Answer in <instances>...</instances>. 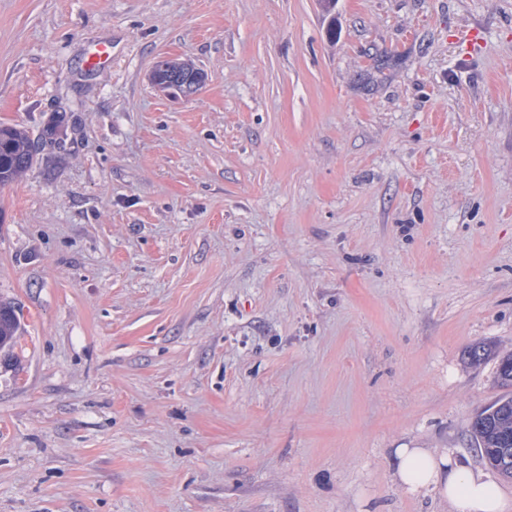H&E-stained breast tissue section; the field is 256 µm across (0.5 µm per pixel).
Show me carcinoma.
<instances>
[{
    "label": "carcinoma",
    "mask_w": 512,
    "mask_h": 512,
    "mask_svg": "<svg viewBox=\"0 0 512 512\" xmlns=\"http://www.w3.org/2000/svg\"><path fill=\"white\" fill-rule=\"evenodd\" d=\"M32 142L26 130L0 124V184L8 183L33 163ZM21 327L17 307L0 301V350L10 352ZM497 376L504 386H512V354L499 358ZM481 458L501 476L512 478V396L502 397L478 413L471 424Z\"/></svg>",
    "instance_id": "1"
}]
</instances>
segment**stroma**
Instances as JSON below:
<instances>
[{"instance_id": "stroma-1", "label": "stroma", "mask_w": 512, "mask_h": 512, "mask_svg": "<svg viewBox=\"0 0 512 512\" xmlns=\"http://www.w3.org/2000/svg\"><path fill=\"white\" fill-rule=\"evenodd\" d=\"M0 123V512H448L392 456L506 393L512 0H0ZM175 63H178L176 59L160 61L150 74L152 83L158 86L161 82L165 89L175 90L185 97L193 95L204 84V73L198 68L180 70L174 67ZM32 145L26 130L0 124V184L14 180L32 165ZM21 327L17 307L6 301H0V350L11 352L15 338Z\"/></svg>"}]
</instances>
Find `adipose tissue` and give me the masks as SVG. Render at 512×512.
<instances>
[{"label":"adipose tissue","mask_w":512,"mask_h":512,"mask_svg":"<svg viewBox=\"0 0 512 512\" xmlns=\"http://www.w3.org/2000/svg\"><path fill=\"white\" fill-rule=\"evenodd\" d=\"M395 470L404 491H438L455 512H504L498 487L479 470L454 462L447 454L428 448H399Z\"/></svg>","instance_id":"1"}]
</instances>
